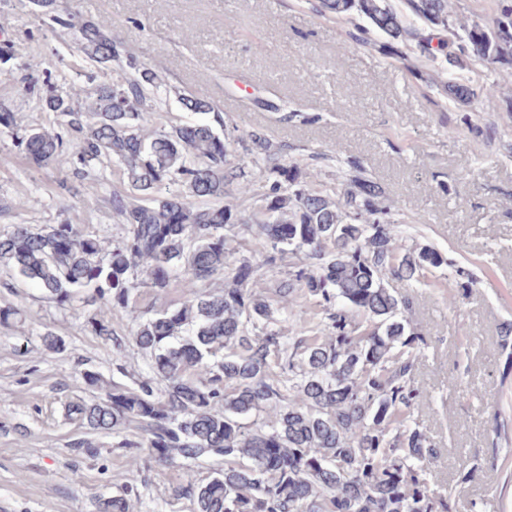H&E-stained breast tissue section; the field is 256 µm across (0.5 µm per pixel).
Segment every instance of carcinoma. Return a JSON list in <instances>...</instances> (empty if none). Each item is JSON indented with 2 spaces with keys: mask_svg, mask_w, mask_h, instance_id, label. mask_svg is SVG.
<instances>
[{
  "mask_svg": "<svg viewBox=\"0 0 512 512\" xmlns=\"http://www.w3.org/2000/svg\"><path fill=\"white\" fill-rule=\"evenodd\" d=\"M36 4L51 26L76 33L87 59L112 64L113 77L95 82L77 107L45 98L66 133L23 129L9 112L0 135L41 164L77 161L86 175L118 164L123 187L112 192V215L121 235L105 251L73 224H16L0 235V271L35 282L61 306L93 287L100 308L87 324L119 349L108 315L128 307L138 285L160 292L180 275L224 278V289L189 292L130 333L166 382L160 395L147 381L113 385L68 412L93 431L136 424L144 438L134 447L160 464L224 457L208 482L181 490L197 512H449V500L428 487L424 461L435 450L406 417L421 398L410 379L426 338L410 324L409 298L392 287L421 281L447 258L430 246L398 250L404 220L382 205V188L355 158L344 161L341 189L311 185L300 161L264 133L234 134L210 101L178 89L185 111L212 118L146 133V115L164 111V77L126 53L112 19L84 20L57 0ZM452 4L403 0L401 11L390 0H316L313 9L327 19H367L359 28L365 47L385 50L375 35L399 40L411 16L446 32L435 47L430 38L421 44L429 59L512 67V0H497L489 21L464 22ZM444 90L461 107L476 97L451 73ZM252 182L263 192L248 215L229 198L250 195ZM250 223L266 240L263 259L234 261L230 233ZM287 253L305 262L272 290L283 305L318 300L323 335L311 341L304 325L290 340L268 298L247 288ZM266 410L275 414L268 426L241 422Z\"/></svg>",
  "mask_w": 512,
  "mask_h": 512,
  "instance_id": "1",
  "label": "carcinoma"
}]
</instances>
